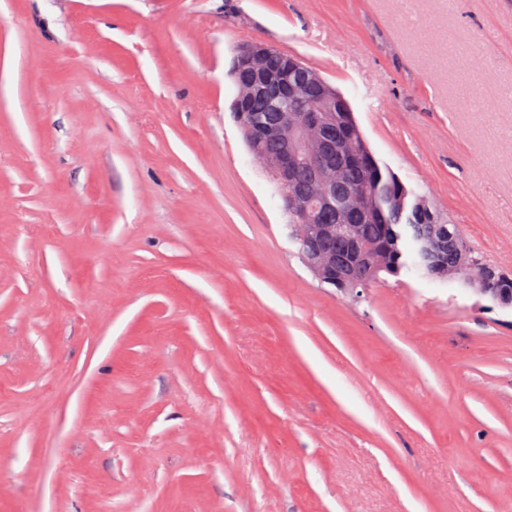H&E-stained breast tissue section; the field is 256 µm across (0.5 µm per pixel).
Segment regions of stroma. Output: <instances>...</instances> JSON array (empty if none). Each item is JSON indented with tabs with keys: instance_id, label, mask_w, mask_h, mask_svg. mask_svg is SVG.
I'll list each match as a JSON object with an SVG mask.
<instances>
[{
	"instance_id": "obj_1",
	"label": "stroma",
	"mask_w": 512,
	"mask_h": 512,
	"mask_svg": "<svg viewBox=\"0 0 512 512\" xmlns=\"http://www.w3.org/2000/svg\"><path fill=\"white\" fill-rule=\"evenodd\" d=\"M246 42L512 272V0H0V512H512V312L312 275Z\"/></svg>"
}]
</instances>
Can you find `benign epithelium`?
<instances>
[{
  "mask_svg": "<svg viewBox=\"0 0 512 512\" xmlns=\"http://www.w3.org/2000/svg\"><path fill=\"white\" fill-rule=\"evenodd\" d=\"M274 51L258 42L239 47L236 66L248 69L251 80L232 109L253 155L296 216L291 239L302 261L320 282L354 294L378 280V248L361 238L356 227L378 195L370 174L371 155L363 145L339 151L344 132L336 126L335 112L345 109L344 98L294 55L281 53L286 74L269 71L265 61ZM309 87L315 89L317 106L289 111L288 101L298 100ZM254 100L275 105L276 112L268 116L250 111ZM349 168L363 172L359 183L347 182ZM392 201L400 214L428 216L425 224L401 227L411 239V267L425 277L460 280L493 306L512 310V293L499 290L507 275L494 265L476 266L455 225L443 220L426 199L410 197L403 189Z\"/></svg>",
  "mask_w": 512,
  "mask_h": 512,
  "instance_id": "benign-epithelium-1",
  "label": "benign epithelium"
}]
</instances>
